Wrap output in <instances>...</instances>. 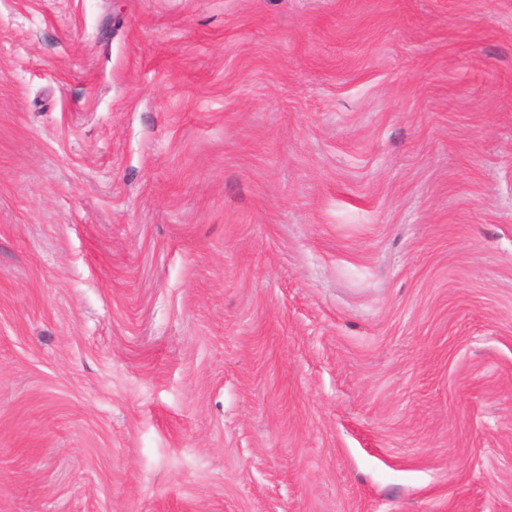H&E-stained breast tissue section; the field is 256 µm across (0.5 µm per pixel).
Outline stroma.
<instances>
[{
	"mask_svg": "<svg viewBox=\"0 0 512 512\" xmlns=\"http://www.w3.org/2000/svg\"><path fill=\"white\" fill-rule=\"evenodd\" d=\"M0 512H512V0H0Z\"/></svg>",
	"mask_w": 512,
	"mask_h": 512,
	"instance_id": "obj_1",
	"label": "stroma"
}]
</instances>
